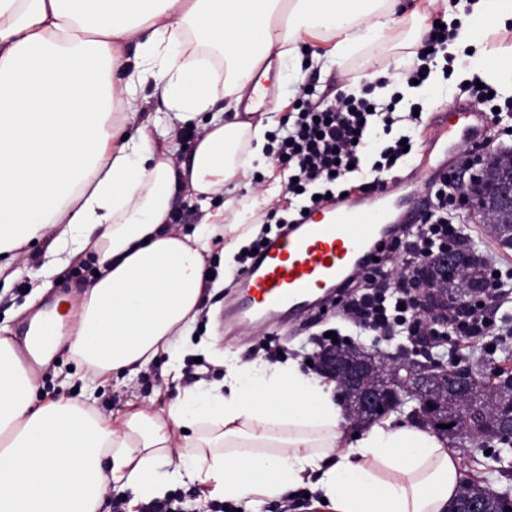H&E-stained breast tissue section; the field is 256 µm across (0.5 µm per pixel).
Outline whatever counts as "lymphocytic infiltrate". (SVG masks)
Masks as SVG:
<instances>
[{
	"label": "lymphocytic infiltrate",
	"mask_w": 512,
	"mask_h": 512,
	"mask_svg": "<svg viewBox=\"0 0 512 512\" xmlns=\"http://www.w3.org/2000/svg\"><path fill=\"white\" fill-rule=\"evenodd\" d=\"M457 30L432 27L426 47L403 70L405 84L430 83L434 68L451 76L450 65H438ZM460 93L476 97L492 112L494 138L512 137V96L492 83L477 86L464 82ZM418 101H404L401 93L383 99L374 87L362 84L360 93L330 95L316 85H306L294 110L274 135L271 152L281 172L287 198L280 212H269L244 259H251L273 229L296 223L305 212L318 208L321 196L340 200L352 192L368 194L384 189L419 149L422 117ZM486 157L466 152L460 168L450 169L426 189L427 205L416 223L403 225L391 243L381 247L377 261L361 267L339 299L346 318L356 327L384 339L396 336H429L436 346L448 349L449 364L461 362L459 344L495 335L493 310L512 303V269H502L486 254L476 259L486 281L477 294L439 303L436 310L421 313L419 285L414 271L419 264L451 249L465 247V195L457 184L459 169L480 177Z\"/></svg>",
	"instance_id": "f902f5d3"
}]
</instances>
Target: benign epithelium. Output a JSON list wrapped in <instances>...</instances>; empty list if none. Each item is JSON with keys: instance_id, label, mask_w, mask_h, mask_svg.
Here are the masks:
<instances>
[{"instance_id": "7a95c632", "label": "benign epithelium", "mask_w": 512, "mask_h": 512, "mask_svg": "<svg viewBox=\"0 0 512 512\" xmlns=\"http://www.w3.org/2000/svg\"><path fill=\"white\" fill-rule=\"evenodd\" d=\"M500 205L512 208V178L492 187ZM454 259L443 254L423 263L417 278L427 285L426 300L440 298L439 274L453 268ZM314 366L321 375L336 383V391L347 402L346 418L352 427H363L376 420L379 410H396L407 395L417 400L409 418L438 436H452L461 444L473 445L499 434L512 433V415L489 424L484 407L474 405L463 417L448 416V395L466 398L474 373L467 365L448 368L444 362L426 357L414 363L401 362L378 350L359 346L352 355L338 354L330 347L317 353ZM465 426H460L459 420ZM483 495L455 500L448 512H484Z\"/></svg>"}]
</instances>
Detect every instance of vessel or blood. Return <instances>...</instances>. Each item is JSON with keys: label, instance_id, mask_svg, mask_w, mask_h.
<instances>
[{"label": "vessel or blood", "instance_id": "b4317fda", "mask_svg": "<svg viewBox=\"0 0 512 512\" xmlns=\"http://www.w3.org/2000/svg\"><path fill=\"white\" fill-rule=\"evenodd\" d=\"M473 114L472 105L452 101L433 117L426 150L444 147L451 139L475 142L487 137L488 125L473 124ZM420 212L416 206L395 214L382 194L311 211L301 223L273 236L255 256L238 285L230 318L245 324L266 322L283 310L302 309L320 290L343 288L350 274L370 261L389 226L414 223Z\"/></svg>", "mask_w": 512, "mask_h": 512}]
</instances>
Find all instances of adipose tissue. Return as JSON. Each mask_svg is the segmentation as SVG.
I'll list each match as a JSON object with an SVG mask.
<instances>
[{
    "label": "adipose tissue",
    "instance_id": "adipose-tissue-1",
    "mask_svg": "<svg viewBox=\"0 0 512 512\" xmlns=\"http://www.w3.org/2000/svg\"><path fill=\"white\" fill-rule=\"evenodd\" d=\"M398 3L0 0V256L48 235L66 259L97 254L69 346L95 376L164 354L181 378V340L224 286L207 267L215 241L232 268L248 212L282 193L266 152L277 115L241 119L243 97L263 95L271 69L383 41ZM468 5L466 75L512 85V41L486 51L479 25L512 23V0ZM308 38L321 49L305 59ZM152 98L165 114H145ZM197 118L182 153L177 125ZM180 198L208 210L186 232L171 221ZM38 390L0 337V512H100L113 483L132 510L192 485L242 512L298 490L328 512H448L462 484L428 430L391 417L350 433L335 383L292 358L225 359L220 384L112 421Z\"/></svg>",
    "mask_w": 512,
    "mask_h": 512
}]
</instances>
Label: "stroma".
Segmentation results:
<instances>
[{
    "mask_svg": "<svg viewBox=\"0 0 512 512\" xmlns=\"http://www.w3.org/2000/svg\"><path fill=\"white\" fill-rule=\"evenodd\" d=\"M416 52L417 47L409 37L406 17L400 13L395 17L387 44L342 63L329 64L322 70L301 68L284 74L275 87V96L286 101L294 100L302 87L311 82L316 83L319 89L333 92L377 72L385 73L395 81L400 71L412 63ZM56 262L57 257L45 238L28 245L23 255L12 260L7 274L0 277V336L8 337L15 350H23L26 346L25 332L37 312L55 306L63 308L61 333L65 342L56 350L54 363L36 366L31 373L42 392L78 401L107 418L137 407L160 412L177 396L179 387L222 381L225 357L235 356L244 361L265 359L264 346L268 343L278 347L284 356L303 361L313 358L324 332L328 330H340L349 335L351 342L366 348L376 344L381 350L392 352L397 347L393 341L379 344L373 336L354 334L342 311L333 306L318 315L305 310L258 327H243L228 321L227 304L238 293L235 283L240 276L235 273L231 276V284L209 300L211 315L200 317L193 337L188 338L184 345L179 382L171 381L161 358L129 379H97L70 353L67 344L74 333L73 316L77 311L78 295L86 279L97 269L94 258H86L77 266L69 265L65 272L51 277L40 299L33 300L29 295L16 291L18 284L30 281L32 274L41 266H52Z\"/></svg>",
    "mask_w": 512,
    "mask_h": 512,
    "instance_id": "stroma-1",
    "label": "stroma"
}]
</instances>
